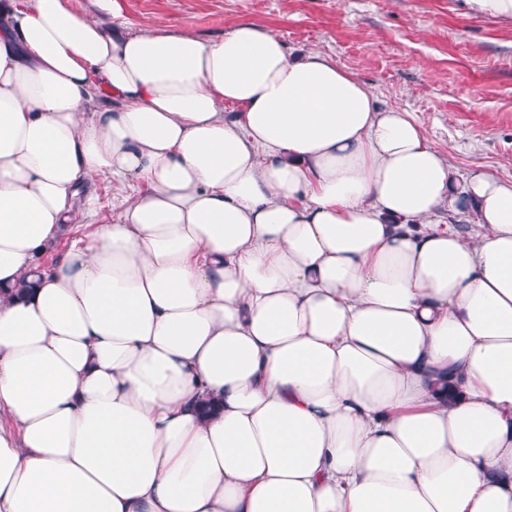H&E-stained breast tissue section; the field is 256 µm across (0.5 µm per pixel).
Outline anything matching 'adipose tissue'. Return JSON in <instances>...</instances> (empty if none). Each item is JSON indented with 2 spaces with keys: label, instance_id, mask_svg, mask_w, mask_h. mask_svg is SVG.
<instances>
[{
  "label": "adipose tissue",
  "instance_id": "1",
  "mask_svg": "<svg viewBox=\"0 0 512 512\" xmlns=\"http://www.w3.org/2000/svg\"><path fill=\"white\" fill-rule=\"evenodd\" d=\"M35 269L0 512H512V180L323 54L0 0V286ZM119 193V187L110 179H99L94 186V195L96 197L95 214L90 219L77 215L74 224H83L81 228L85 233H90L97 224L110 223L118 214L116 198ZM88 222L90 224H87Z\"/></svg>",
  "mask_w": 512,
  "mask_h": 512
}]
</instances>
